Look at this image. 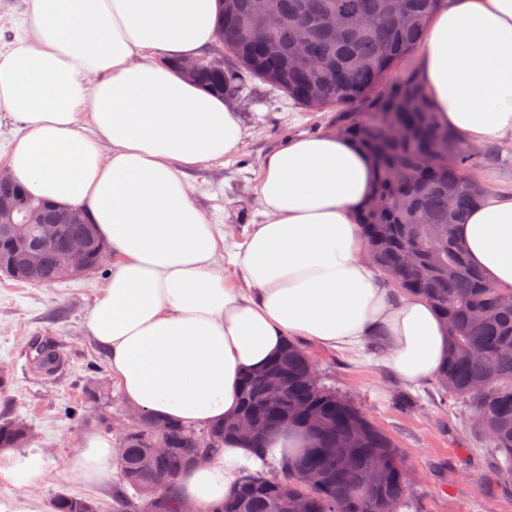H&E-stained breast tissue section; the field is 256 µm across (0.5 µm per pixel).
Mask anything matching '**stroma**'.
<instances>
[{
  "instance_id": "obj_1",
  "label": "stroma",
  "mask_w": 512,
  "mask_h": 512,
  "mask_svg": "<svg viewBox=\"0 0 512 512\" xmlns=\"http://www.w3.org/2000/svg\"><path fill=\"white\" fill-rule=\"evenodd\" d=\"M241 110L249 132L243 153L190 175L199 207L237 234L262 220L253 188L266 152L290 138L314 134L323 118L289 105L260 82ZM108 275L104 265L76 279L27 285L0 273V366L8 367L11 377L9 389L0 393V414L21 413L34 431L26 447L0 454V468L36 453L48 475L26 486L0 475V512H44L46 501L60 490L109 501L111 484L84 486L61 477L82 434L100 428L99 410L80 404L83 387L93 380L112 381L85 325ZM37 336L50 337L65 354L53 375L28 364V344ZM303 348L336 389L393 440L412 488L408 512H512V477L501 474L489 458L468 409L440 406L431 382L400 381L382 364L379 351L327 350L309 342ZM403 393L415 400L414 411L394 407Z\"/></svg>"
}]
</instances>
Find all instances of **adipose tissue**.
Masks as SVG:
<instances>
[{
    "label": "adipose tissue",
    "instance_id": "1",
    "mask_svg": "<svg viewBox=\"0 0 512 512\" xmlns=\"http://www.w3.org/2000/svg\"><path fill=\"white\" fill-rule=\"evenodd\" d=\"M219 0H32L25 35L0 53V112L22 134L7 158L34 195L83 207L112 250L86 317L123 398L142 415L202 429L235 415L240 383L291 337L325 349L377 339L400 380L432 378L446 329L424 300L396 295L364 257L356 218L369 157L329 133L288 139L256 179L263 222L229 242L192 198L193 170L241 153L239 103L184 78L178 60L214 41ZM441 124L474 145L512 134V0H441L419 62ZM455 234L470 262L512 286V192L491 190ZM237 274L228 282L218 264ZM225 442L178 487L197 512L261 467ZM115 472L110 438L82 435L69 481Z\"/></svg>",
    "mask_w": 512,
    "mask_h": 512
}]
</instances>
